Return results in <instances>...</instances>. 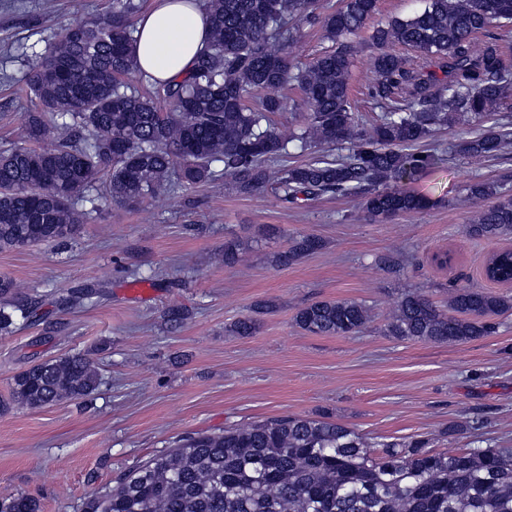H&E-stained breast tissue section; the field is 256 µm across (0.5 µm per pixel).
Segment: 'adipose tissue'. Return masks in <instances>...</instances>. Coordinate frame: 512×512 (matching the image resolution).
Segmentation results:
<instances>
[{
  "label": "adipose tissue",
  "mask_w": 512,
  "mask_h": 512,
  "mask_svg": "<svg viewBox=\"0 0 512 512\" xmlns=\"http://www.w3.org/2000/svg\"><path fill=\"white\" fill-rule=\"evenodd\" d=\"M138 67L157 83L188 72L197 51L209 37L201 0H152L134 33Z\"/></svg>",
  "instance_id": "1"
}]
</instances>
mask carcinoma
<instances>
[{"mask_svg": "<svg viewBox=\"0 0 512 512\" xmlns=\"http://www.w3.org/2000/svg\"><path fill=\"white\" fill-rule=\"evenodd\" d=\"M210 35L180 80L161 84L166 102L139 92L125 78L139 72L134 56L135 0H112L99 21L63 26L38 55L24 83L37 111L27 115L26 138L49 133L48 150L15 146L0 152V249L60 243L86 223L85 203L100 175L107 195L136 204L176 184L195 185L217 173L239 192L272 187L297 204L331 194L361 197L375 219L417 212L429 199L389 188L397 177L431 169L436 156L417 145L438 128L470 115L497 112L512 99V67L496 39L483 53L471 40L501 20H512V0H423L407 18L378 24L369 36L376 79L368 97L381 109L366 127L351 112L349 74L353 38L377 11V0H342L320 12V0H203ZM321 25L329 50L309 64L288 52V20ZM401 45L438 63L444 78L391 51ZM295 84L307 112L297 128L282 130L272 115L277 96L261 106L253 96ZM300 148L347 146L335 159L300 165L275 163ZM505 141L488 130L458 144L471 158L500 154ZM470 196L489 204L476 214L475 238L512 235V196L491 185H469ZM323 248L314 234L292 238L280 254L292 265ZM488 279L512 280V252L494 256ZM446 313L417 293L404 294L387 325L401 340L456 345L495 332L492 318L512 310V297L480 288L454 287ZM38 306L0 279V335L37 316ZM370 311L354 300H322L300 308L296 325L316 335L362 331ZM102 383L94 362L81 353L39 362L17 373L0 403L42 408L85 399ZM428 442L382 443L379 451L354 429L334 421L279 417L221 434L195 433L147 460L115 488L91 493L81 512H512V453L500 448L432 452ZM0 512H40L37 500L19 496Z\"/></svg>", "mask_w": 512, "mask_h": 512, "instance_id": "cac0c4a2", "label": "carcinoma"}]
</instances>
